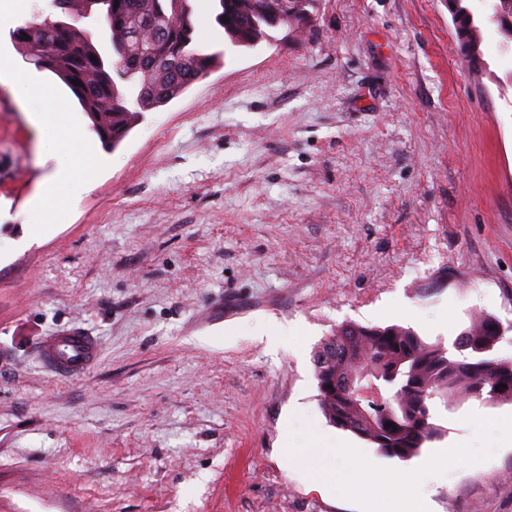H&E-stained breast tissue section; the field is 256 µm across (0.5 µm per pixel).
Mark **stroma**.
<instances>
[{"mask_svg":"<svg viewBox=\"0 0 512 512\" xmlns=\"http://www.w3.org/2000/svg\"><path fill=\"white\" fill-rule=\"evenodd\" d=\"M183 95L53 188L30 113L0 86V512H512V404L469 401L404 461L333 427L312 354L343 324L445 347L470 317L512 324V51L463 61L448 0H320L310 30L224 44ZM11 0L9 30L52 14ZM55 213L33 232V204ZM101 357L59 378L62 328ZM419 470L416 487L399 481ZM390 476L378 496L371 472ZM42 364L59 377L85 373L100 354L97 339L80 328H70L43 337L37 346Z\"/></svg>","mask_w":512,"mask_h":512,"instance_id":"1","label":"stroma"}]
</instances>
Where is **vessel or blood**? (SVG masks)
I'll use <instances>...</instances> for the list:
<instances>
[{"label": "vessel or blood", "instance_id": "vessel-or-blood-1", "mask_svg": "<svg viewBox=\"0 0 512 512\" xmlns=\"http://www.w3.org/2000/svg\"><path fill=\"white\" fill-rule=\"evenodd\" d=\"M37 353L49 371L68 378L90 369L100 354V347L91 334L80 328H70L43 337Z\"/></svg>", "mask_w": 512, "mask_h": 512}]
</instances>
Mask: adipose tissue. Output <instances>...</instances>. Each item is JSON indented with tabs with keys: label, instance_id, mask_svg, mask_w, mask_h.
Instances as JSON below:
<instances>
[{
	"label": "adipose tissue",
	"instance_id": "ef3b65f1",
	"mask_svg": "<svg viewBox=\"0 0 512 512\" xmlns=\"http://www.w3.org/2000/svg\"><path fill=\"white\" fill-rule=\"evenodd\" d=\"M0 85L8 88L12 96L20 104H27L32 100H39L46 104L43 112L31 115L32 123L38 128L46 130L45 145L47 156L53 162L52 183L63 186H77L82 176L91 175L98 164L93 149L85 147L82 131L78 126L67 128L64 137H56L49 132L48 127L53 115L49 108L60 99L59 94L50 85L38 79L29 71L17 68L8 55L0 51ZM82 146L83 163L75 165L72 149Z\"/></svg>",
	"mask_w": 512,
	"mask_h": 512
}]
</instances>
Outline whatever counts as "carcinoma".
I'll return each mask as SVG.
<instances>
[{
    "mask_svg": "<svg viewBox=\"0 0 512 512\" xmlns=\"http://www.w3.org/2000/svg\"><path fill=\"white\" fill-rule=\"evenodd\" d=\"M319 0H214V21L233 47L252 49L267 29L298 32ZM74 25L30 21L10 31L19 53L62 81L106 146H117L143 113L182 95L219 59L196 40L191 0H70ZM455 39L478 77L483 27L498 28L512 45V0H454ZM95 18L101 29L77 23ZM96 60H91V57ZM512 325L486 313L470 318L455 352L399 325H340L317 347L313 361L321 409L329 422L375 445L388 457L409 459L448 432L437 406L466 401L512 403V357L495 348Z\"/></svg>",
    "mask_w": 512,
    "mask_h": 512,
    "instance_id": "obj_1",
    "label": "carcinoma"
}]
</instances>
